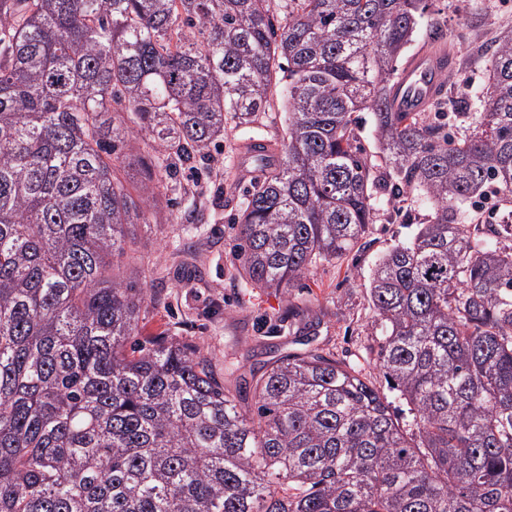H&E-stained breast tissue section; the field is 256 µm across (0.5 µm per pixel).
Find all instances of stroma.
Returning a JSON list of instances; mask_svg holds the SVG:
<instances>
[{
  "label": "stroma",
  "instance_id": "1",
  "mask_svg": "<svg viewBox=\"0 0 512 512\" xmlns=\"http://www.w3.org/2000/svg\"><path fill=\"white\" fill-rule=\"evenodd\" d=\"M512 28V0H431L409 53L442 49L463 60L458 83L444 92L466 89V112L455 123L467 127L480 111L486 91L484 66L475 53L502 30ZM285 128L283 99L272 91L269 105L253 124L228 129L222 145L210 150L203 166L180 169V188L170 191L142 183L134 155L115 171L150 203L149 221L136 225L137 244L120 259L122 277L144 284L140 318L145 333L169 335L196 346L212 362L218 378L228 371L249 374L280 356L319 349L358 365L385 393L400 421L410 419L405 401L389 391L376 366L383 326L373 308L371 270L382 254L408 239L428 209L391 198L387 188L373 192L375 222L359 251L311 268L306 287L285 293L252 287L239 272L233 244L243 191L261 175L260 163L241 166L239 156L253 140L277 153Z\"/></svg>",
  "mask_w": 512,
  "mask_h": 512
}]
</instances>
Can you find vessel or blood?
Wrapping results in <instances>:
<instances>
[{"label":"vessel or blood","instance_id":"obj_1","mask_svg":"<svg viewBox=\"0 0 512 512\" xmlns=\"http://www.w3.org/2000/svg\"><path fill=\"white\" fill-rule=\"evenodd\" d=\"M451 60L443 54L420 52L402 69L398 80L397 102L406 112H418L439 93Z\"/></svg>","mask_w":512,"mask_h":512}]
</instances>
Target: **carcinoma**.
Instances as JSON below:
<instances>
[{
    "label": "carcinoma",
    "instance_id": "obj_1",
    "mask_svg": "<svg viewBox=\"0 0 512 512\" xmlns=\"http://www.w3.org/2000/svg\"><path fill=\"white\" fill-rule=\"evenodd\" d=\"M0 0V512H512V30L474 126L398 112V60L428 0ZM279 156L247 191L236 249L286 291L349 255L373 188L424 224L372 270L376 366L409 406L317 349L224 383L172 336L142 335L144 286L114 273L160 184L266 112ZM371 112L380 162L357 112ZM254 399L247 414L239 402Z\"/></svg>",
    "mask_w": 512,
    "mask_h": 512
}]
</instances>
